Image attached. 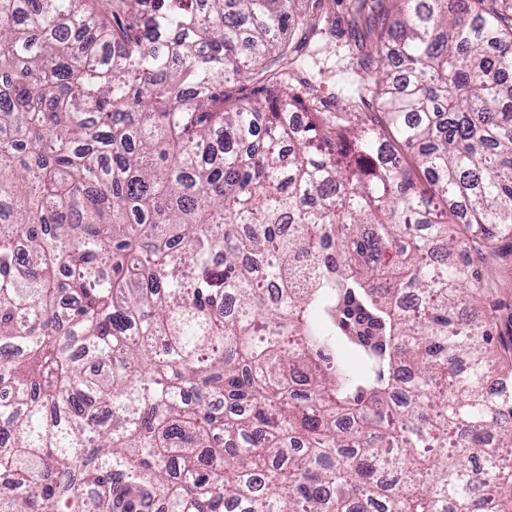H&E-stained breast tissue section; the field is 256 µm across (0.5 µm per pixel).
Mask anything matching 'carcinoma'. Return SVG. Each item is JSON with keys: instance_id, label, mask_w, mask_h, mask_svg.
<instances>
[{"instance_id": "carcinoma-1", "label": "carcinoma", "mask_w": 512, "mask_h": 512, "mask_svg": "<svg viewBox=\"0 0 512 512\" xmlns=\"http://www.w3.org/2000/svg\"><path fill=\"white\" fill-rule=\"evenodd\" d=\"M304 2L0 0V512H509L460 306L512 239V0L365 19L336 113ZM300 78H306L316 87L318 100L322 105L328 104L327 110L334 111L336 106V97L340 96V84L336 81V77L331 73L319 75L317 70L303 69L299 73ZM264 85L258 82L254 76L240 79L238 82L227 83L224 91L231 96L232 102L239 100L245 102L254 98H260L264 94Z\"/></svg>"}]
</instances>
